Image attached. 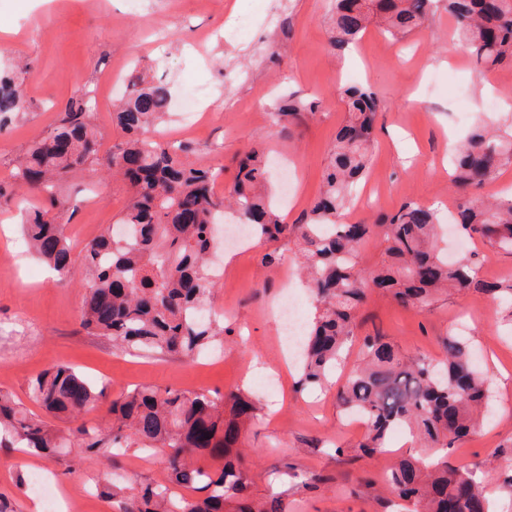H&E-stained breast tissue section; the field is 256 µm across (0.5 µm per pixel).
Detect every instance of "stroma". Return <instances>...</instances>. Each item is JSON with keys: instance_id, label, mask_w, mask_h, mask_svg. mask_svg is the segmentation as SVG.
I'll list each match as a JSON object with an SVG mask.
<instances>
[{"instance_id": "1", "label": "stroma", "mask_w": 512, "mask_h": 512, "mask_svg": "<svg viewBox=\"0 0 512 512\" xmlns=\"http://www.w3.org/2000/svg\"><path fill=\"white\" fill-rule=\"evenodd\" d=\"M332 0H0V70L22 84L25 112L11 116L0 134V181L9 180L14 160L58 123L65 104L80 89L90 91L91 122L99 154L108 156L122 139L112 122L113 103L124 93V78L144 71L148 80L168 84L173 103L158 136L184 142L194 166L217 173L213 189L227 193L237 161L250 147L286 164L293 194L280 210L287 224L303 223L317 198L336 133L347 113L341 90L363 85L375 91L381 114L362 185L380 195L378 205H347V223H374L377 216L415 202L441 212L456 211L460 196L448 177L450 146L478 121L501 123L512 105V66L492 70L491 84L452 39L445 5L427 26L395 40L371 24L357 44L335 53L328 48ZM279 57H271V43ZM201 89L200 116L186 131L178 103ZM293 93L318 101L302 113L290 137L276 135L272 112L280 96ZM464 98L467 124H457L455 101ZM73 211L60 221L75 246H83L115 223L125 210L128 188L111 176L96 179L76 172L62 186ZM20 206L0 207V255L12 256L0 275V391L33 414L42 409L28 383L43 370L66 364L116 398L135 386L205 391L217 398L251 393L263 405L246 424L242 448L249 461V492L266 499L284 492L287 512H403L385 481L400 454L415 451L398 435L387 453L362 455L364 426L353 425L334 390L297 393V370L285 368L276 306L294 289L301 318L315 314V301L301 288L297 245L279 243L277 266H262L268 243L236 255L215 289L211 305L231 303L225 315L224 346L206 359L128 354L80 325L86 282L74 274L61 285L31 253H21ZM358 335L379 333L406 357L443 356L442 341L468 330L481 349L494 389V417L460 440L448 454L451 465L477 470L498 512H512V320L503 305L474 290H453L423 307H404L389 294L371 293L357 318ZM260 362L264 371H253ZM48 474L65 489L84 493L85 512H118L100 494L102 485H166L164 453L130 444L118 468L88 460L66 468L52 456L0 449V493L14 512H29L22 478L31 470ZM372 484L359 481L364 472Z\"/></svg>"}]
</instances>
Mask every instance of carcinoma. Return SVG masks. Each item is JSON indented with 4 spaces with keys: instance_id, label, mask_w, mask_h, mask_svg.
Returning <instances> with one entry per match:
<instances>
[{
    "instance_id": "carcinoma-1",
    "label": "carcinoma",
    "mask_w": 512,
    "mask_h": 512,
    "mask_svg": "<svg viewBox=\"0 0 512 512\" xmlns=\"http://www.w3.org/2000/svg\"><path fill=\"white\" fill-rule=\"evenodd\" d=\"M431 5L432 0H336L329 46L341 51L356 43L374 13L393 37L419 30L429 20ZM446 5L457 40L478 64L512 65V0H446ZM344 95L348 119L336 134L321 196L302 224L282 222L259 150L250 149L240 161L232 191L217 195L212 174L187 161L189 145L164 147L155 141L154 133L169 115L171 92L141 75L130 76L128 94L112 113L123 140L110 156H99L89 99L81 92L68 102L53 131L26 150L13 172V187L0 185V203H10L17 188L45 194L47 205L28 210L21 227L59 281H68L77 270L85 274L82 328L111 339L121 350L162 356H190L226 331L224 320H200L196 312L217 287L209 254L213 225L227 208H235L269 242L295 237L318 310L306 328L296 390L323 387L354 336L356 309L374 288L404 306L427 303L447 288H475L512 306L511 281L481 280L470 260L450 263L437 251V213L415 203L403 204L376 225L388 260L371 271L359 266L358 248L371 225L344 224L339 217L366 171L380 101L367 87L348 88ZM25 108L24 90L11 76L1 75L0 119ZM316 109L313 101L284 98L276 107V126L286 132L290 119ZM511 163L512 124L496 130L478 125L456 147L452 179L462 193L453 223L504 251H512V198L490 202L475 191ZM104 166L129 182L130 198L118 220L129 234L105 229L76 252L58 223V214L71 208L59 188L77 170L96 177ZM443 349L438 361L406 360L386 337L366 335L359 363L336 388V401L344 412L361 415L366 436L360 448L366 455L385 452L396 431L443 452L431 461L403 456L390 468L388 482L411 505L410 512H448L450 504L453 512H491L479 478L448 464L454 444L491 415L488 371L475 361L473 346L463 336L447 337ZM28 389L36 404L69 427L60 433L0 391L1 448L59 454L72 468L109 458L132 439L164 452L171 482L197 493L185 497L150 483L127 490L116 486L107 495L118 500L120 512H286L280 494L267 501L249 497L247 468L236 445L241 427L258 417L259 407L241 392L218 402L204 392L136 387L110 402L105 426L89 427L80 416L102 402L105 388L94 387L71 366L45 370Z\"/></svg>"
}]
</instances>
